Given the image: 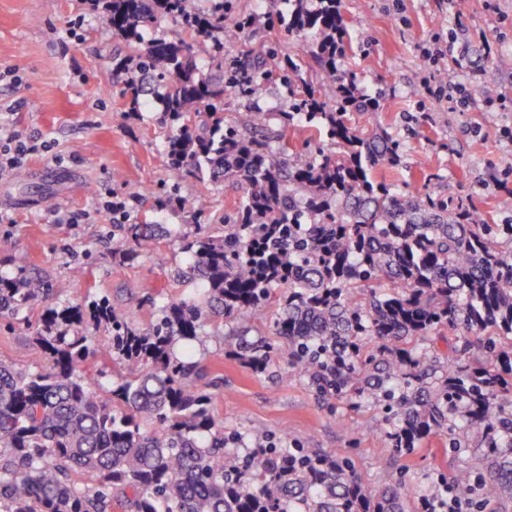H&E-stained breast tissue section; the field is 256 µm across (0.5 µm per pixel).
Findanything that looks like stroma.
I'll return each mask as SVG.
<instances>
[{"instance_id":"1","label":"stroma","mask_w":512,"mask_h":512,"mask_svg":"<svg viewBox=\"0 0 512 512\" xmlns=\"http://www.w3.org/2000/svg\"><path fill=\"white\" fill-rule=\"evenodd\" d=\"M345 54L340 68L378 107L353 114L359 126H381L403 146L400 176L444 197H460L493 224L512 222V0H341ZM278 47L262 94L272 111L288 97L277 76L299 43L287 29L257 25L225 44V59ZM437 44V63L420 48ZM102 10L91 0H0V121L25 139L47 144L19 169L0 174V259L11 267L62 284L64 297L84 304L108 297L127 321L145 324L157 294L192 295L177 277L184 261L173 237L156 241L147 256L118 265L112 255L109 200L131 201L135 216L151 224L191 226L189 214L160 209L155 194L170 183L163 158L168 132L159 112L134 113L115 93L123 75L114 59L128 57ZM487 72L500 102L487 106L485 90L472 88L468 106L430 95L424 79L472 68ZM428 158L427 171L416 163ZM121 171L122 180L112 178ZM183 196L203 199L213 223L241 198L240 185L202 171L185 176ZM72 212L84 223H67ZM201 363L206 368L212 412L225 432L261 428L276 439L349 459L361 485L377 490L393 479L413 490L410 512L421 499L452 483L467 460L449 437L432 434L420 447L394 448L392 425L375 428L382 407L336 399L327 407L308 378L285 353L269 369L253 373L221 340L222 318ZM0 360L32 369L45 365L42 350L19 330L0 327Z\"/></svg>"}]
</instances>
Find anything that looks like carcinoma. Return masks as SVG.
I'll list each match as a JSON object with an SVG mask.
<instances>
[{"mask_svg":"<svg viewBox=\"0 0 512 512\" xmlns=\"http://www.w3.org/2000/svg\"><path fill=\"white\" fill-rule=\"evenodd\" d=\"M112 35L136 59L121 94L134 112L151 96L169 121L164 159L174 179L204 162L210 177L244 190L224 233L201 222L203 208L176 189L157 198L183 211L194 229L177 237L185 267L178 277L197 296L171 299L145 327L120 317L106 299L87 307L60 298L61 286L0 260V324L30 328L27 309L45 306L33 336L46 356L37 370L0 361V512H404L411 489L397 479L367 492L346 459L279 446L261 430L224 434L191 348L214 317L236 324L237 352L255 372L268 369L274 339L324 399L346 395L385 402L401 416L397 448L431 432L486 452L470 455L454 486L464 498L479 487L512 499V224H490L461 200L378 182L394 167L400 143L384 130H362L350 112H369L337 64L343 38L339 0H288L262 16L303 41L280 82L288 109L281 129H267L261 57L224 64V43L256 20L232 12L231 0H97ZM190 40L143 33L162 20ZM209 56L208 69L199 55ZM310 68L317 84L302 79ZM246 99L240 125L224 123V95ZM307 128L302 151L288 153L283 129ZM334 146L336 151L328 148ZM161 224H112V254L143 255ZM269 336L248 338L274 299ZM446 329L460 342L457 366L436 385L435 370L406 346ZM380 346L366 348L370 341ZM109 358L110 397L86 382V363Z\"/></svg>","mask_w":512,"mask_h":512,"instance_id":"obj_1","label":"carcinoma"}]
</instances>
